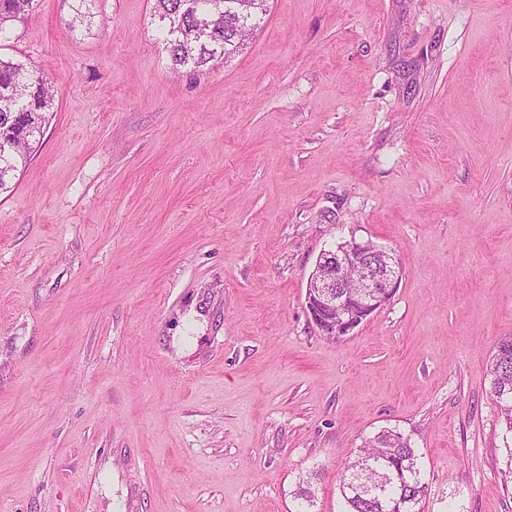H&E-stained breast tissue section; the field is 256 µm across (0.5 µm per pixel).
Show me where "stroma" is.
I'll use <instances>...</instances> for the list:
<instances>
[{
	"mask_svg": "<svg viewBox=\"0 0 512 512\" xmlns=\"http://www.w3.org/2000/svg\"><path fill=\"white\" fill-rule=\"evenodd\" d=\"M172 72L153 0H35L0 57L53 115L0 195V512H342L409 437L423 512H512L485 375L512 335V0H269ZM87 18L74 25L77 9ZM392 250L332 339L323 250ZM353 267L360 275L349 281L345 273ZM401 277L398 259L371 242L344 241L324 250L307 280L311 320L320 330L328 327L329 337L348 336L391 300Z\"/></svg>",
	"mask_w": 512,
	"mask_h": 512,
	"instance_id": "obj_1",
	"label": "stroma"
}]
</instances>
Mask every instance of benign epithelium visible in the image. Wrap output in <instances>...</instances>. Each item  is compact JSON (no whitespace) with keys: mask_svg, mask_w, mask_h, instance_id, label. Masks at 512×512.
I'll use <instances>...</instances> for the list:
<instances>
[{"mask_svg":"<svg viewBox=\"0 0 512 512\" xmlns=\"http://www.w3.org/2000/svg\"><path fill=\"white\" fill-rule=\"evenodd\" d=\"M401 277L398 259L371 242L344 241L325 250L307 280L311 320L334 336H348L391 300Z\"/></svg>","mask_w":512,"mask_h":512,"instance_id":"7a95c632","label":"benign epithelium"}]
</instances>
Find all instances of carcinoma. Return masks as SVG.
I'll list each match as a JSON object with an SVG mask.
<instances>
[{"label": "carcinoma", "mask_w": 512, "mask_h": 512, "mask_svg": "<svg viewBox=\"0 0 512 512\" xmlns=\"http://www.w3.org/2000/svg\"><path fill=\"white\" fill-rule=\"evenodd\" d=\"M34 0H0V36L6 22L31 11ZM248 0H155L160 39L175 69L201 68L234 57L243 43L236 37L242 16L260 27L267 4ZM48 78L25 64L0 58V191L7 192L40 142L53 108ZM489 398L503 425L507 460L505 482H512V336L496 344L487 371ZM346 512H421L426 483L410 438L383 429L359 449L341 472Z\"/></svg>", "instance_id": "cac0c4a2"}]
</instances>
